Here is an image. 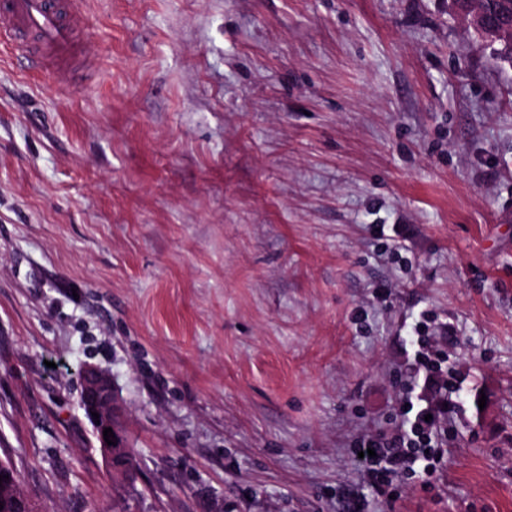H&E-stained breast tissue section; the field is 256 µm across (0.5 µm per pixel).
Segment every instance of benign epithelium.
<instances>
[{
  "mask_svg": "<svg viewBox=\"0 0 512 512\" xmlns=\"http://www.w3.org/2000/svg\"><path fill=\"white\" fill-rule=\"evenodd\" d=\"M80 406L88 420L92 434L99 443V448L103 452L104 461L107 470L115 474L123 482L140 481V475L133 478L125 476L124 462L130 453L122 432L112 427V417L118 411V405L112 384V376L105 370L91 364L83 367L82 371V390ZM98 413L99 419H94L92 413ZM112 429L115 436L114 444L109 445L103 437V430ZM15 472L14 464L9 456H0V475L4 479L0 480V502L11 503L19 507L24 512H29L31 503L30 496L17 484L16 481L9 478V475Z\"/></svg>",
  "mask_w": 512,
  "mask_h": 512,
  "instance_id": "benign-epithelium-1",
  "label": "benign epithelium"
}]
</instances>
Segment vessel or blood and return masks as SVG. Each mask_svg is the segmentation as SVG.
I'll use <instances>...</instances> for the list:
<instances>
[{
  "mask_svg": "<svg viewBox=\"0 0 512 512\" xmlns=\"http://www.w3.org/2000/svg\"><path fill=\"white\" fill-rule=\"evenodd\" d=\"M79 0H0V36L28 70L72 87L85 65L88 27Z\"/></svg>",
  "mask_w": 512,
  "mask_h": 512,
  "instance_id": "b4317fda",
  "label": "vessel or blood"
}]
</instances>
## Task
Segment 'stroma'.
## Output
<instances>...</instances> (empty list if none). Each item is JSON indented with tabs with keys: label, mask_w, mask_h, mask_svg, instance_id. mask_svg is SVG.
<instances>
[{
	"label": "stroma",
	"mask_w": 512,
	"mask_h": 512,
	"mask_svg": "<svg viewBox=\"0 0 512 512\" xmlns=\"http://www.w3.org/2000/svg\"><path fill=\"white\" fill-rule=\"evenodd\" d=\"M63 89L0 45V450L112 512V376L161 512H512V65L452 0H85ZM427 321L440 472L377 497ZM80 406L91 426L92 434L103 452L107 470L115 474L120 481L130 482V479L125 476L124 469V462L129 453L128 466L130 468L141 469L140 463L134 448L128 447L122 432L112 425V417L118 411V405L112 376L107 371L91 364H86L83 367ZM92 412L98 413L99 419H94ZM95 420H99L100 424H96ZM104 428L112 429L115 439L109 437V440L116 442V445H108L105 442L103 437ZM111 473L108 472L110 477H112Z\"/></svg>",
	"instance_id": "35a3bbf8"
}]
</instances>
